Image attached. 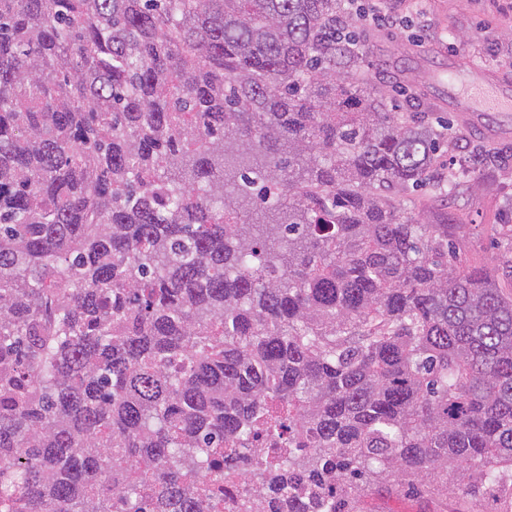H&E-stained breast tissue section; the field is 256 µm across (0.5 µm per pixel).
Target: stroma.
<instances>
[{
	"instance_id": "stroma-1",
	"label": "stroma",
	"mask_w": 512,
	"mask_h": 512,
	"mask_svg": "<svg viewBox=\"0 0 512 512\" xmlns=\"http://www.w3.org/2000/svg\"><path fill=\"white\" fill-rule=\"evenodd\" d=\"M392 21L359 29L366 49L358 77L387 105L404 112H429L464 127L452 150L468 154L493 144L504 164L491 184L468 183L452 198L418 189L395 198L403 216L426 224L447 216L460 225L459 256L463 266L494 268L499 263L502 224L512 209V112L459 114L448 107V76L464 81L490 76L512 90V0H428L425 15L407 9L406 0H389ZM459 475L449 472L447 493H409L378 484L362 492L359 512H472V498L459 489ZM482 512H512V494H498L479 505Z\"/></svg>"
}]
</instances>
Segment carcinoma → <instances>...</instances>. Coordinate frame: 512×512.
<instances>
[{
  "label": "carcinoma",
  "instance_id": "obj_1",
  "mask_svg": "<svg viewBox=\"0 0 512 512\" xmlns=\"http://www.w3.org/2000/svg\"><path fill=\"white\" fill-rule=\"evenodd\" d=\"M344 0H0V512H356L391 477L512 484L501 165L353 80Z\"/></svg>",
  "mask_w": 512,
  "mask_h": 512
}]
</instances>
